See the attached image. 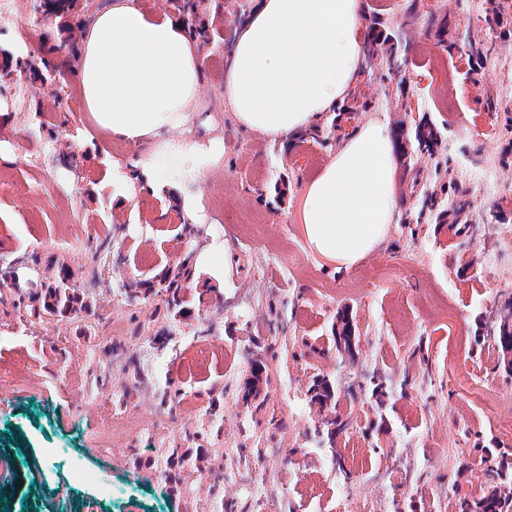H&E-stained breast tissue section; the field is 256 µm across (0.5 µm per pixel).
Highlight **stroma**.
<instances>
[{
  "mask_svg": "<svg viewBox=\"0 0 512 512\" xmlns=\"http://www.w3.org/2000/svg\"><path fill=\"white\" fill-rule=\"evenodd\" d=\"M210 40L192 137H215L224 166L204 186L127 197L121 177L142 146L112 144L90 127L61 48L65 24L43 17L39 0H13L35 23L19 44L0 26V67L44 56L59 63L61 98L43 112L24 72L0 89V261L18 260V283H0V366L23 367L25 385L0 377V512H254L234 478L168 479L166 451L212 458L231 448L252 457L287 455L267 467L288 512H458L463 495L482 496L488 458L512 454V371L486 331L489 312L512 300V249L495 247L502 212L512 225V44L463 76L430 31L447 22L484 38L490 0H362L363 24L404 36L400 73L385 58L364 66L341 115L319 119V135L271 141L243 131L224 98L236 29L252 0H197ZM387 117L397 153L400 207L377 250L347 271L312 255L295 220L317 168L365 122ZM427 119L441 131L433 154L414 152L410 128ZM455 182L474 233L417 221L418 189ZM196 196L205 221L180 207ZM108 249H101L102 240ZM231 258L223 285L200 277L206 302L181 315L158 296L131 301L123 283L153 266L192 267L212 241ZM67 269L89 292L87 312L68 321L29 316L25 301ZM448 306L428 316L429 300ZM353 355L333 344L343 322ZM261 357L259 406L244 405L251 360ZM385 382L373 396L372 377ZM327 381L349 427L334 445L313 430L325 416L312 403ZM181 393L184 415L156 436L135 428L122 448L101 453L95 435L124 400L148 417L162 394ZM89 473L75 481L74 470Z\"/></svg>",
  "mask_w": 512,
  "mask_h": 512,
  "instance_id": "obj_1",
  "label": "stroma"
}]
</instances>
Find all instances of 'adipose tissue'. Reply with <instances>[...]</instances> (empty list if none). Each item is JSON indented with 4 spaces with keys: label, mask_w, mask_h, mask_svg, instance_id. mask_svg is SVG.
<instances>
[{
    "label": "adipose tissue",
    "mask_w": 512,
    "mask_h": 512,
    "mask_svg": "<svg viewBox=\"0 0 512 512\" xmlns=\"http://www.w3.org/2000/svg\"><path fill=\"white\" fill-rule=\"evenodd\" d=\"M362 0H254L224 77L236 122L285 140L342 108L364 62ZM205 58L183 22L112 0L83 33L76 72L85 109L108 143L146 145L128 189L164 195L203 185L224 166L216 142L184 138L197 111ZM397 153L374 118L344 140L308 182L298 222L336 271L356 266L388 235L399 208Z\"/></svg>",
    "instance_id": "1"
}]
</instances>
